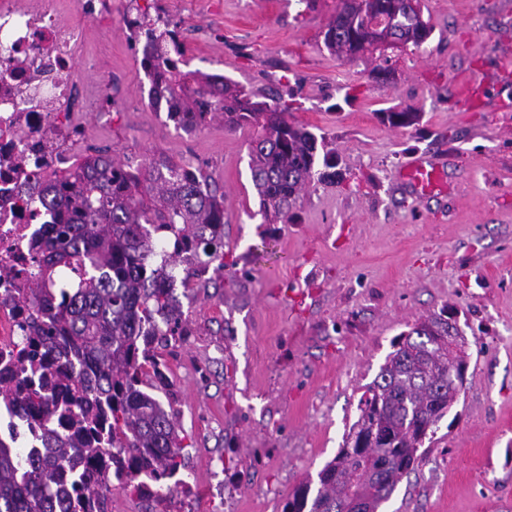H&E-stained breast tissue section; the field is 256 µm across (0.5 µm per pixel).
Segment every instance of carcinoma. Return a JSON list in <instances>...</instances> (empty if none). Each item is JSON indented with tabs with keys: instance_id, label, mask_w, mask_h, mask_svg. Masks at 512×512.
Segmentation results:
<instances>
[{
	"instance_id": "1",
	"label": "carcinoma",
	"mask_w": 512,
	"mask_h": 512,
	"mask_svg": "<svg viewBox=\"0 0 512 512\" xmlns=\"http://www.w3.org/2000/svg\"><path fill=\"white\" fill-rule=\"evenodd\" d=\"M149 97L185 131L216 113L224 127L260 130L249 148L262 213L282 224L306 184L336 178L315 169L318 138L288 121L292 103L257 99L216 74L183 71L185 44L156 16L125 20ZM431 27L411 0H338L325 47L354 58L380 46L423 44ZM29 196L57 215L30 243L36 272L19 302L15 361L0 369V512H108L112 483L143 492L182 466L176 414L152 391L166 388L157 353L181 335L182 312L160 232L192 279L224 264V196L201 169L156 159L134 166L106 150L75 167L36 175ZM208 260H199V254ZM161 263L154 264L155 257ZM381 365L345 444L318 473L316 490L299 486L282 512H378L423 459V438L453 406L468 365V342L444 313L400 335Z\"/></svg>"
}]
</instances>
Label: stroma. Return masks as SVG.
<instances>
[{
  "label": "stroma",
  "instance_id": "stroma-1",
  "mask_svg": "<svg viewBox=\"0 0 512 512\" xmlns=\"http://www.w3.org/2000/svg\"><path fill=\"white\" fill-rule=\"evenodd\" d=\"M338 0H112V20L76 4L70 80L112 89L111 122L84 103L80 155L169 157L224 194V271L175 286L183 334L160 348L181 425L184 485L107 491L109 512H282L345 443L400 334L449 311L470 354L459 397L422 463L381 512H507L512 506V0H420L418 47L331 54ZM165 16L188 67L291 97L289 121L325 135L342 179L300 194L290 224L264 223L248 167L254 129L222 115L186 132L151 105L126 18ZM392 58L393 70L377 68ZM414 112L395 127L385 113ZM431 158L446 188L419 198L399 178Z\"/></svg>",
  "mask_w": 512,
  "mask_h": 512
}]
</instances>
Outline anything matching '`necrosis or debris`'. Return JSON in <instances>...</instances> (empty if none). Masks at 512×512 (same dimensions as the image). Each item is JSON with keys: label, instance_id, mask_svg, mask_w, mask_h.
I'll list each match as a JSON object with an SVG mask.
<instances>
[{"label": "necrosis or debris", "instance_id": "necrosis-or-debris-1", "mask_svg": "<svg viewBox=\"0 0 512 512\" xmlns=\"http://www.w3.org/2000/svg\"><path fill=\"white\" fill-rule=\"evenodd\" d=\"M19 2L0 0V346L27 314L14 301L33 269L29 245L54 221L20 188L35 165L50 163L51 136L70 123L63 103L71 95L75 41L60 0H38L34 10Z\"/></svg>", "mask_w": 512, "mask_h": 512}]
</instances>
